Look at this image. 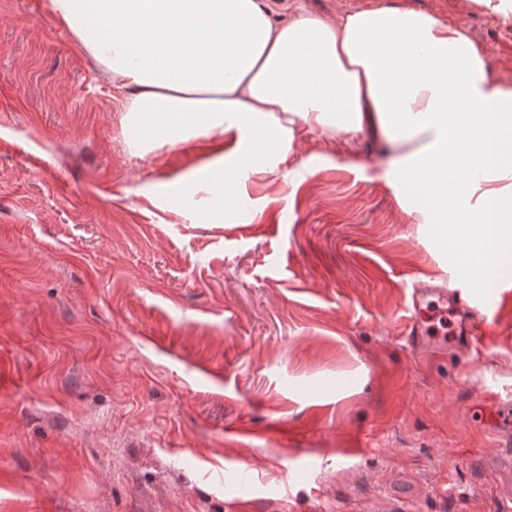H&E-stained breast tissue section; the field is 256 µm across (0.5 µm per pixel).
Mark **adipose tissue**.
Masks as SVG:
<instances>
[{
    "mask_svg": "<svg viewBox=\"0 0 512 512\" xmlns=\"http://www.w3.org/2000/svg\"><path fill=\"white\" fill-rule=\"evenodd\" d=\"M108 74L131 150L222 146L175 180L212 221L262 173L291 181L298 136L379 146L408 213L478 287L512 278V81L460 25L379 4L330 22L266 0H47Z\"/></svg>",
    "mask_w": 512,
    "mask_h": 512,
    "instance_id": "1",
    "label": "adipose tissue"
}]
</instances>
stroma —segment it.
Instances as JSON below:
<instances>
[{"label": "stroma", "mask_w": 512, "mask_h": 512, "mask_svg": "<svg viewBox=\"0 0 512 512\" xmlns=\"http://www.w3.org/2000/svg\"><path fill=\"white\" fill-rule=\"evenodd\" d=\"M393 2L512 81V11ZM123 117L45 0H0V512H512V278L458 280L486 349L409 346L448 255L364 140L303 135L299 183L213 224L158 198L215 141L134 155Z\"/></svg>", "instance_id": "obj_1"}]
</instances>
